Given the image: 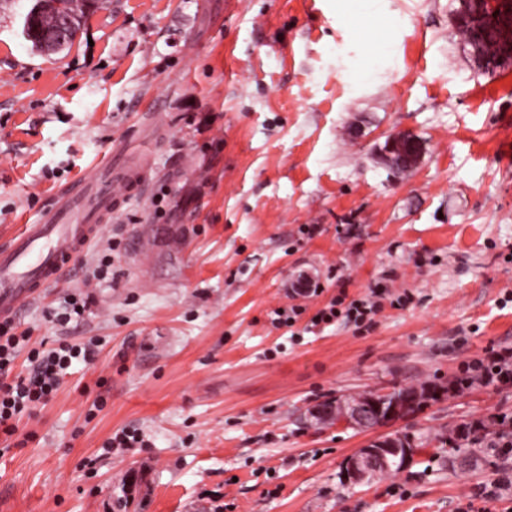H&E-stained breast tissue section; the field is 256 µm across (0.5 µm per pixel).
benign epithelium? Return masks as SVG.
I'll list each match as a JSON object with an SVG mask.
<instances>
[{
  "label": "benign epithelium",
  "instance_id": "1",
  "mask_svg": "<svg viewBox=\"0 0 512 512\" xmlns=\"http://www.w3.org/2000/svg\"><path fill=\"white\" fill-rule=\"evenodd\" d=\"M489 9L474 12L469 8V0H458L454 11L455 22H464L478 32L487 26L505 31L500 43L499 67L512 65V0H488ZM80 30L74 28L70 20L62 16L56 30L45 38L59 46L73 42ZM421 154L419 141L406 132H397L386 138L379 149V159L392 172H398L401 165L410 170L416 166ZM390 406H385L387 400ZM345 398L329 400L320 405L316 414L322 421L334 420L358 430H369L390 425L398 420L408 407L415 405L417 397L405 392L391 398ZM413 458V448L401 437L375 438L358 449L345 462V472L349 480L361 484L370 482L390 467L399 464L406 466Z\"/></svg>",
  "mask_w": 512,
  "mask_h": 512
}]
</instances>
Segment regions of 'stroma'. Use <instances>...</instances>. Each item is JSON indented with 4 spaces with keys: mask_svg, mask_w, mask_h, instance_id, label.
Here are the masks:
<instances>
[{
    "mask_svg": "<svg viewBox=\"0 0 512 512\" xmlns=\"http://www.w3.org/2000/svg\"><path fill=\"white\" fill-rule=\"evenodd\" d=\"M34 3L0 0V246L115 147L145 178L15 318L101 346L20 421L0 512H512V383L454 386L512 347V69L472 65L456 0H107L57 53ZM396 131L424 145L400 176ZM376 286L411 300L309 328ZM398 386L433 393L389 428L417 454L351 484L368 434L311 410ZM122 430L147 447L102 455ZM394 154L397 159H394ZM421 154L419 141L406 132H397L386 138L385 145L379 149V159L395 174H399L395 162L408 171L416 166ZM87 301L79 294H70L60 308L52 313L53 322L60 326H67L71 321L78 320L85 312Z\"/></svg>",
    "mask_w": 512,
    "mask_h": 512,
    "instance_id": "obj_1",
    "label": "stroma"
}]
</instances>
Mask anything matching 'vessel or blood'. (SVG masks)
<instances>
[{
	"label": "vessel or blood",
	"mask_w": 512,
	"mask_h": 512,
	"mask_svg": "<svg viewBox=\"0 0 512 512\" xmlns=\"http://www.w3.org/2000/svg\"><path fill=\"white\" fill-rule=\"evenodd\" d=\"M140 186L142 175L112 157L96 164L92 175L72 183L39 219L22 227L0 247V320H9L72 263L112 219V186Z\"/></svg>",
	"instance_id": "1"
}]
</instances>
